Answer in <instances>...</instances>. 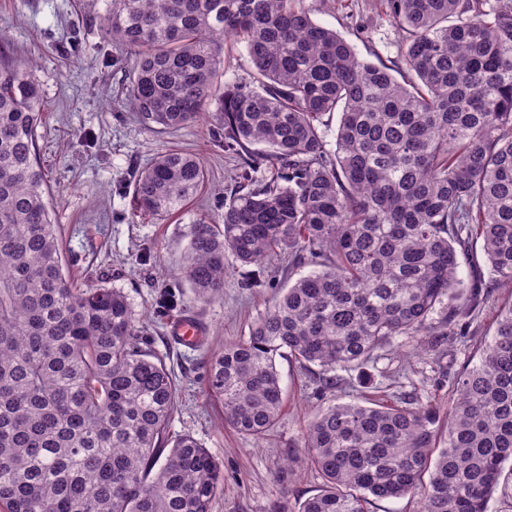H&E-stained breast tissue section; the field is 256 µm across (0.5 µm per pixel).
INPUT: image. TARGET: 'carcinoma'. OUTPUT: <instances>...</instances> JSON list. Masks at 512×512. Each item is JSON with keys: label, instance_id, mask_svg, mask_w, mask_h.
Instances as JSON below:
<instances>
[{"label": "carcinoma", "instance_id": "obj_1", "mask_svg": "<svg viewBox=\"0 0 512 512\" xmlns=\"http://www.w3.org/2000/svg\"><path fill=\"white\" fill-rule=\"evenodd\" d=\"M125 50L129 107L148 129L215 113L239 160L223 227H190L184 274L203 301L224 259L313 267L282 288L248 336L210 358L224 423L263 438L293 358L316 394L397 337L467 325L492 288L512 290V0H387L397 63L359 58L304 0H102ZM228 41L250 80L218 81ZM36 64L0 63V512H212L224 474L190 434L171 435L165 361L139 347L126 294L80 288L65 269L38 128ZM340 113L336 149L324 117ZM207 177L173 150L138 174L145 215L166 217ZM490 266L458 277L477 242ZM324 479L295 512H369L370 497L420 496L422 512H488L512 498V301L478 362L452 383L448 419L417 399L329 403L302 436Z\"/></svg>", "mask_w": 512, "mask_h": 512}]
</instances>
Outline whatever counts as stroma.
<instances>
[{
    "instance_id": "obj_1",
    "label": "stroma",
    "mask_w": 512,
    "mask_h": 512,
    "mask_svg": "<svg viewBox=\"0 0 512 512\" xmlns=\"http://www.w3.org/2000/svg\"><path fill=\"white\" fill-rule=\"evenodd\" d=\"M304 5L360 58L398 60L402 33L381 0H304ZM100 8L99 0H0V57L35 60L47 103L38 149L65 263L82 285L125 292L144 328L142 348L163 357L174 373L178 397L171 432L192 434L223 465L224 490L212 512H294L323 485L301 459L305 426L322 404L309 373L296 360H279L282 413L273 431L254 440L225 427L223 403L206 392L207 368L214 352L247 336L287 277L309 268L284 256L260 266L229 258L223 297L196 298L183 273L190 226L203 216L220 223L237 162L213 144V116L164 133L139 124L124 100V72L114 64L120 51L100 31ZM166 150L199 154L208 177L194 198L160 221L135 212L133 174ZM510 301L507 289H495L467 338L419 349L397 339L378 349L366 369L379 396L393 404L412 391L447 408L450 375L475 363L477 346L494 333L499 306ZM181 316L202 327V346L172 338L170 324Z\"/></svg>"
}]
</instances>
